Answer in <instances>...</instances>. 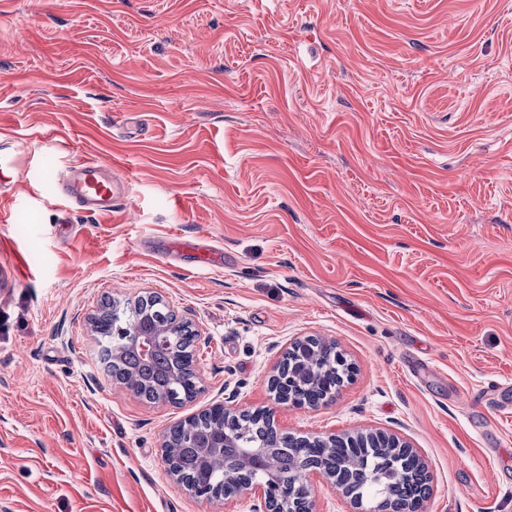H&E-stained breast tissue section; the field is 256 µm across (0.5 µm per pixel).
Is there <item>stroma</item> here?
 I'll return each instance as SVG.
<instances>
[{
    "mask_svg": "<svg viewBox=\"0 0 512 512\" xmlns=\"http://www.w3.org/2000/svg\"><path fill=\"white\" fill-rule=\"evenodd\" d=\"M0 512H255L175 485L170 428L232 391L294 436L419 448L426 512H512V0H0ZM86 159L132 207L54 185ZM43 187L31 193L30 184ZM206 239L220 266L158 254ZM156 295L198 332L176 406L114 383L90 318ZM354 366L318 408L268 379L289 340ZM432 368L424 381L407 360ZM56 196L65 206L81 209L87 216L103 217L129 203L130 189L126 181L112 177L111 163L84 160L68 168ZM475 401L481 406L493 408L503 414H511L512 398L508 394V387L500 383H489L475 394Z\"/></svg>",
    "mask_w": 512,
    "mask_h": 512,
    "instance_id": "stroma-1",
    "label": "stroma"
}]
</instances>
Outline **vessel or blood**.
<instances>
[{"instance_id": "vessel-or-blood-1", "label": "vessel or blood", "mask_w": 512, "mask_h": 512, "mask_svg": "<svg viewBox=\"0 0 512 512\" xmlns=\"http://www.w3.org/2000/svg\"><path fill=\"white\" fill-rule=\"evenodd\" d=\"M56 195L62 204L81 209L87 216L103 217L128 204L130 189L127 182L113 177L110 163L85 160L69 167L66 177L58 185ZM160 252L165 257L190 254L200 264L223 259L221 252L199 241L171 242L161 246ZM475 399L480 405L497 412H512V392L503 384L485 385L477 391Z\"/></svg>"}]
</instances>
